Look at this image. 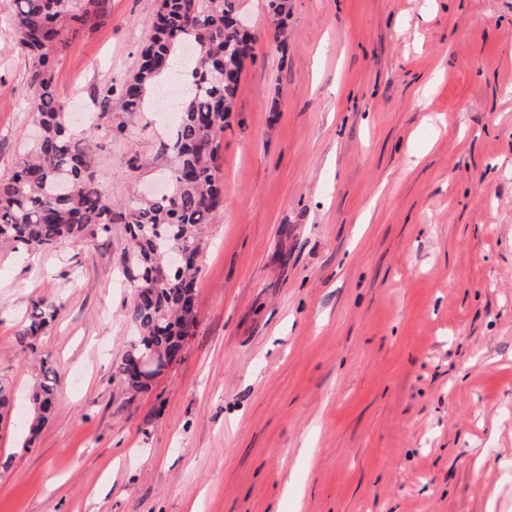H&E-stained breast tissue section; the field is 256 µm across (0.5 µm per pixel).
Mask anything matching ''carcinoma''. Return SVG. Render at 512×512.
Returning a JSON list of instances; mask_svg holds the SVG:
<instances>
[{"mask_svg":"<svg viewBox=\"0 0 512 512\" xmlns=\"http://www.w3.org/2000/svg\"><path fill=\"white\" fill-rule=\"evenodd\" d=\"M14 2L15 40L9 51L28 62L40 135L10 173L0 176V245L18 251L48 250L64 240L82 243L105 237L114 224L127 225L129 247L121 265L134 297L125 317L137 336L113 377L126 392L139 393L153 377L131 369L135 361L145 353L161 356L183 349L197 327L201 226L224 210L219 149L240 91L245 66L240 55L254 38L240 17L241 0H159L150 19L152 36L140 50L134 72L119 89L109 85L97 91L92 130L123 132L127 121L142 116L146 93L163 74L165 63L188 44L197 52L184 62L189 86L163 145L169 160L165 193L118 206L102 192L94 158L68 125L53 67L66 32L106 16L109 0ZM269 11L276 19L273 40L281 43L288 0H269ZM115 100L117 112L112 107ZM57 314L54 301L32 304L23 330L30 350ZM58 384L57 373L42 361L29 394V436L45 423Z\"/></svg>","mask_w":512,"mask_h":512,"instance_id":"1","label":"carcinoma"}]
</instances>
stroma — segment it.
<instances>
[{
    "label": "stroma",
    "mask_w": 512,
    "mask_h": 512,
    "mask_svg": "<svg viewBox=\"0 0 512 512\" xmlns=\"http://www.w3.org/2000/svg\"><path fill=\"white\" fill-rule=\"evenodd\" d=\"M158 0H110L54 80L102 191L166 187L165 127L82 126L135 69ZM256 56L224 129L196 333L136 395L126 227L0 247V383L59 373L32 446L0 421V512H512V0H245ZM0 0V174L35 101ZM142 167L131 171L130 155ZM59 313L37 354L33 301Z\"/></svg>",
    "instance_id": "stroma-1"
}]
</instances>
